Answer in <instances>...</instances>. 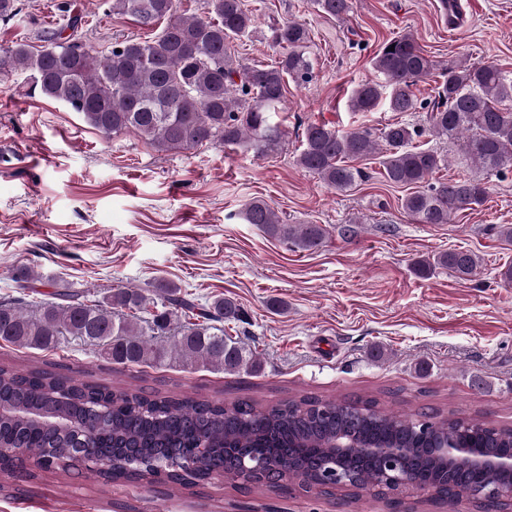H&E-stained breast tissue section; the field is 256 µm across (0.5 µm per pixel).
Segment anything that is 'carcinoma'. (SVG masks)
<instances>
[{
	"label": "carcinoma",
	"mask_w": 512,
	"mask_h": 512,
	"mask_svg": "<svg viewBox=\"0 0 512 512\" xmlns=\"http://www.w3.org/2000/svg\"><path fill=\"white\" fill-rule=\"evenodd\" d=\"M311 3L338 19L353 9V0ZM202 9L201 15H188L180 0H109L110 13L155 30L154 36L115 41L101 57L74 33L49 36L39 50L20 41L0 48V69L26 73L25 94L37 92L64 104L105 135L134 133L160 151L221 142L264 157L287 136L273 116L282 111L288 83L313 78L309 29L294 21L271 25L270 40L281 49L278 61L250 65L237 60L230 47L255 24L245 0H203ZM371 66L376 79L353 89L352 110L370 112L384 104L391 112H423V122L340 130L311 121L303 125L296 164L327 187L347 192L368 178L351 162L377 154L384 181L410 189L401 209L419 224H446L457 212L483 206L489 178L512 169V75L493 62L433 60L409 32L386 40ZM426 79L435 87L431 97L421 99L416 86ZM427 135L456 147L471 172L439 176L450 158L422 146L420 138ZM242 217L298 249H316L325 240L321 225L286 224L261 199L245 204ZM480 265L476 253L456 250L417 262V271L428 275L446 268L468 280ZM36 280L32 269L21 270L15 278L19 295L0 300L1 341L48 350L74 338L94 347L101 359L125 366L174 361L225 372L256 367L253 353L224 335V323L240 320L230 298L199 306L169 285L158 305L134 288H113L88 300L55 282L52 299L29 301L27 291ZM340 434L367 447L410 449L409 478L450 504L460 501L450 487L478 489L486 475L437 458L436 443L467 448L472 456H512L511 427L467 420L453 411L420 420L382 410L372 398L336 402L317 396L261 407L250 397L224 402L147 394L0 362V438L62 471L92 450L111 462L104 473L109 482L126 478L146 488L169 482L191 489L218 471L233 479L251 459L261 462L257 486L275 488L281 471L295 469L319 479L330 494L324 470L337 464L350 473L356 497L376 484L380 465L360 455L336 459L332 442Z\"/></svg>",
	"instance_id": "1"
}]
</instances>
